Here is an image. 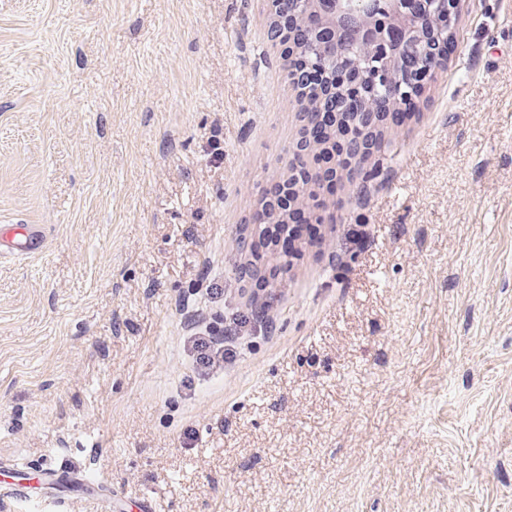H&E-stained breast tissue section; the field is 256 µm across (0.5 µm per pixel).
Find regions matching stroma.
I'll return each mask as SVG.
<instances>
[{"label":"stroma","mask_w":512,"mask_h":512,"mask_svg":"<svg viewBox=\"0 0 512 512\" xmlns=\"http://www.w3.org/2000/svg\"><path fill=\"white\" fill-rule=\"evenodd\" d=\"M270 0H0V482L68 512H512V0L455 50L328 209L269 339L191 373L182 319L301 126ZM45 246V235L38 224H2L0 226V257L31 256ZM44 476L46 482L44 484L42 495L39 497L40 500L37 501V503L45 502L47 504V508L49 509L56 508L66 503L69 500V497L63 492V490L58 488L59 485L55 482L54 479L56 474L52 472H46Z\"/></svg>","instance_id":"35a3bbf8"}]
</instances>
